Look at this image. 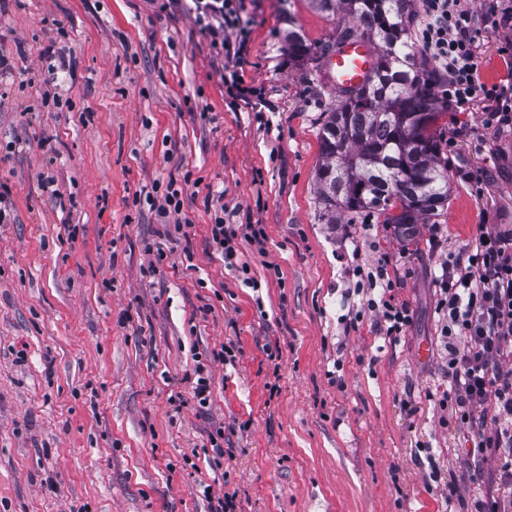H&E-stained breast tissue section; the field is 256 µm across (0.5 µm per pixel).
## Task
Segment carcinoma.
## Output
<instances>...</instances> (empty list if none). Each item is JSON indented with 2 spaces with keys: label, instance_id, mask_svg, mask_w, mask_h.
Wrapping results in <instances>:
<instances>
[{
  "label": "carcinoma",
  "instance_id": "1",
  "mask_svg": "<svg viewBox=\"0 0 512 512\" xmlns=\"http://www.w3.org/2000/svg\"><path fill=\"white\" fill-rule=\"evenodd\" d=\"M348 23L336 39L312 46L288 29L294 58L322 63L344 43L363 39L374 49L372 77L357 88H336V104L320 128L317 199L326 223L366 209L405 239L448 201V161L441 158L439 120L448 111L444 79L418 57L408 32L416 0H315Z\"/></svg>",
  "mask_w": 512,
  "mask_h": 512
}]
</instances>
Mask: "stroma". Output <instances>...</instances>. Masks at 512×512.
Wrapping results in <instances>:
<instances>
[{"label":"stroma","instance_id":"35a3bbf8","mask_svg":"<svg viewBox=\"0 0 512 512\" xmlns=\"http://www.w3.org/2000/svg\"><path fill=\"white\" fill-rule=\"evenodd\" d=\"M471 7L481 79L503 81L512 25L489 15L512 0ZM241 16L249 37L222 59L186 0H0V141L17 143L0 156V512H209L227 494L236 512L476 508L472 435L441 407L437 279L482 227L512 229V127L484 126L478 101L449 108L442 136L465 134L448 202L414 243L368 211L325 223L318 134L336 92L284 29L319 46L343 15L242 0ZM54 42L70 71L48 72ZM234 71L249 101L229 96ZM171 180L182 208L164 223L143 196ZM219 209L264 230L239 242L247 271L210 242ZM383 256L412 311L394 340L373 315L350 322L352 270ZM206 366L203 363H198L195 368L196 381L193 382V395L201 408H206L210 403L211 398V382L210 377L204 376Z\"/></svg>","mask_w":512,"mask_h":512}]
</instances>
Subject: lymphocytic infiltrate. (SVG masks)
<instances>
[{
    "instance_id": "lymphocytic-infiltrate-1",
    "label": "lymphocytic infiltrate",
    "mask_w": 512,
    "mask_h": 512,
    "mask_svg": "<svg viewBox=\"0 0 512 512\" xmlns=\"http://www.w3.org/2000/svg\"><path fill=\"white\" fill-rule=\"evenodd\" d=\"M216 53L234 51L247 39L236 0H192ZM424 17L421 49L439 64L451 105L482 101L484 125L512 126V83L479 79L477 28L468 0H419ZM377 312L386 336L401 335L411 310L392 294L387 263L371 273ZM438 310L448 351L447 403L476 443L478 461L496 468L477 512H512V231H483L461 254L449 256L440 276Z\"/></svg>"
}]
</instances>
